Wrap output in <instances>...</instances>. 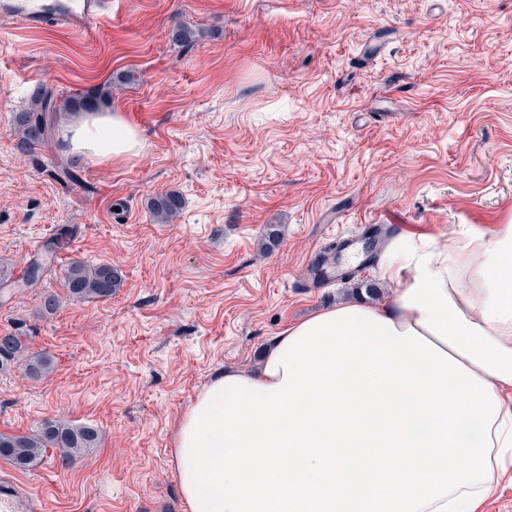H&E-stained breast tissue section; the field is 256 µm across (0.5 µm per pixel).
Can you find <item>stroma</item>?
<instances>
[{
	"label": "stroma",
	"mask_w": 512,
	"mask_h": 512,
	"mask_svg": "<svg viewBox=\"0 0 512 512\" xmlns=\"http://www.w3.org/2000/svg\"><path fill=\"white\" fill-rule=\"evenodd\" d=\"M196 29L174 42L177 25ZM129 72L112 93L144 144L84 158L65 187L14 149L40 87L71 94ZM184 199L171 224L149 198ZM444 241L512 222V0H112L91 32L0 18V263L75 227L36 289L0 296V335L22 328L51 374L0 370V434L48 419L99 443L71 467L25 470L49 512H188L175 426L224 369L248 370L291 322L350 299L310 269L364 224ZM280 245L260 255L267 225ZM109 264L112 298L69 297L70 262ZM58 308L41 309L45 294Z\"/></svg>",
	"instance_id": "obj_1"
}]
</instances>
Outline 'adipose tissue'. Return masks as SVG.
Instances as JSON below:
<instances>
[{
  "label": "adipose tissue",
  "instance_id": "ef3b65f1",
  "mask_svg": "<svg viewBox=\"0 0 512 512\" xmlns=\"http://www.w3.org/2000/svg\"><path fill=\"white\" fill-rule=\"evenodd\" d=\"M74 153L108 161L139 155L143 143L120 111L96 112L65 126ZM398 283L395 296L371 305L398 331L413 328L476 377L501 402L492 427V480L460 487L424 512H483L489 499L512 487V224L486 232L467 228L445 244L396 237L383 265Z\"/></svg>",
  "mask_w": 512,
  "mask_h": 512
}]
</instances>
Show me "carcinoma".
Returning a JSON list of instances; mask_svg holds the SVG:
<instances>
[{
  "mask_svg": "<svg viewBox=\"0 0 512 512\" xmlns=\"http://www.w3.org/2000/svg\"><path fill=\"white\" fill-rule=\"evenodd\" d=\"M111 103L110 83L90 87L73 96L42 87L32 95L26 108L16 114V149L20 154L28 156L52 140L58 129L57 120L63 113L100 112ZM50 168L55 179L65 186L78 181L75 170L68 162L53 158L50 160ZM182 207V198L171 191L156 194L147 203L149 213L159 224L172 223ZM71 235V229H64L59 237L45 245L42 252L44 258H35L30 265L46 270L49 267L47 256L63 246L65 239ZM39 281L38 273L29 272L16 279L12 270L0 269V286L9 283L15 288L27 289L36 287ZM63 283L73 298L104 300L112 297L121 286L122 278L120 272L108 264L74 262L66 270ZM20 336V332L0 336V369L16 364L23 366L33 377L50 374L53 371L52 359L46 354L28 355ZM97 440L98 432L92 427L49 420L32 434H0V457L25 469L52 449L58 453L61 463L68 465L95 447Z\"/></svg>",
  "mask_w": 512,
  "mask_h": 512,
  "instance_id": "obj_1",
  "label": "carcinoma"
}]
</instances>
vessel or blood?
Listing matches in <instances>:
<instances>
[{"instance_id":"vessel-or-blood-1","label":"vessel or blood","mask_w":512,"mask_h":512,"mask_svg":"<svg viewBox=\"0 0 512 512\" xmlns=\"http://www.w3.org/2000/svg\"><path fill=\"white\" fill-rule=\"evenodd\" d=\"M109 0H0V15L33 29L66 26L88 31L109 8ZM46 504L10 474L0 475V512H45Z\"/></svg>"}]
</instances>
